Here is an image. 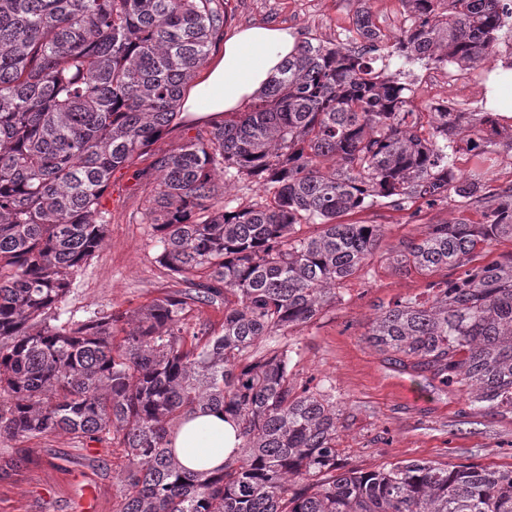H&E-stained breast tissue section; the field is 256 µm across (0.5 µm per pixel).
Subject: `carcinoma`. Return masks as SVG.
<instances>
[{"label": "carcinoma", "instance_id": "cac0c4a2", "mask_svg": "<svg viewBox=\"0 0 512 512\" xmlns=\"http://www.w3.org/2000/svg\"><path fill=\"white\" fill-rule=\"evenodd\" d=\"M402 2L389 56L407 61L474 66L512 15L506 0ZM224 22L221 0H0V440L63 431L118 444L116 512H512V470L411 460L336 473V401L290 378L288 346L260 349L312 322L368 265L381 225L338 218L380 200H472L477 185L453 156L492 145L498 113L472 124L446 106L416 111L365 11L360 49L304 41L247 110L155 150L187 123L185 92ZM132 167L153 186L158 262L184 288L131 318L63 321L71 278L110 223L112 173ZM239 185L262 197L238 204L228 190ZM482 200V223L430 224L401 243L402 271L460 274L427 282L430 301L380 308L365 336L504 415L512 254L470 263L512 241V188ZM220 305L219 332L185 330ZM212 410L237 421L239 451L188 471L173 434Z\"/></svg>", "mask_w": 512, "mask_h": 512}]
</instances>
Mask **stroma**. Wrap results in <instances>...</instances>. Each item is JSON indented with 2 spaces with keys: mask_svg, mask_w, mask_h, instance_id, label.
<instances>
[{
  "mask_svg": "<svg viewBox=\"0 0 512 512\" xmlns=\"http://www.w3.org/2000/svg\"><path fill=\"white\" fill-rule=\"evenodd\" d=\"M225 34L241 27H287L298 41L354 47L355 21L369 11L392 45L405 26L402 0H224ZM409 84L422 112L447 104L478 119L484 110V81L497 64L512 65V18L506 19L493 48L477 66H448L389 60ZM455 164L483 191L512 186V119L501 120L494 145L480 156L460 152ZM112 195L103 203L112 213L105 241L72 277L69 316L82 320L114 308L134 313L177 289L156 261L155 230L145 215V180L124 168L112 175ZM478 205L443 202L418 211L383 204L348 213L346 224H378L383 235L368 266L352 276L336 303L312 323L286 337L264 339L263 347L290 345L294 381H314L341 411L340 464L363 472L401 461L471 464L512 469V416L471 408L468 396L408 368L388 364L365 332L378 305L398 298H426L427 280L399 271L394 257L402 241L417 238L430 224H477ZM127 463L118 446L79 442L64 433L0 442V512H84L83 492H94V512H116L120 475Z\"/></svg>",
  "mask_w": 512,
  "mask_h": 512,
  "instance_id": "obj_1",
  "label": "stroma"
}]
</instances>
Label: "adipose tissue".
Instances as JSON below:
<instances>
[{
  "mask_svg": "<svg viewBox=\"0 0 512 512\" xmlns=\"http://www.w3.org/2000/svg\"><path fill=\"white\" fill-rule=\"evenodd\" d=\"M294 32L284 27L248 26L224 42L222 55L206 67L183 108L194 113L236 112L262 91L280 64L296 50ZM241 440L233 421L206 412L185 421L175 454L187 469H216L234 455Z\"/></svg>",
  "mask_w": 512,
  "mask_h": 512,
  "instance_id": "ef3b65f1",
  "label": "adipose tissue"
}]
</instances>
